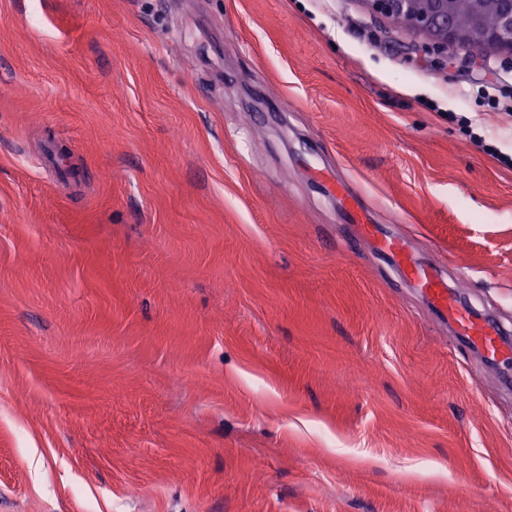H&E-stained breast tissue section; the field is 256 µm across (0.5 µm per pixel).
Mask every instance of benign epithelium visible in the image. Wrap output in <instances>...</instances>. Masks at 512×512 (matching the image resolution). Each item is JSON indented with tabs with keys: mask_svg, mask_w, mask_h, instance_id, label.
Segmentation results:
<instances>
[{
	"mask_svg": "<svg viewBox=\"0 0 512 512\" xmlns=\"http://www.w3.org/2000/svg\"><path fill=\"white\" fill-rule=\"evenodd\" d=\"M371 11L389 19L396 27L423 36L421 58L448 62V44L481 40L487 47L512 51V0H501L493 28L464 31L448 20L455 7L473 0H367Z\"/></svg>",
	"mask_w": 512,
	"mask_h": 512,
	"instance_id": "benign-epithelium-1",
	"label": "benign epithelium"
}]
</instances>
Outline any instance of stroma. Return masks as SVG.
<instances>
[{"instance_id": "35a3bbf8", "label": "stroma", "mask_w": 512, "mask_h": 512, "mask_svg": "<svg viewBox=\"0 0 512 512\" xmlns=\"http://www.w3.org/2000/svg\"><path fill=\"white\" fill-rule=\"evenodd\" d=\"M416 40L365 0H0V512H512V363L311 177L512 330V112ZM322 185L326 192L336 197L343 208L349 224H358L359 236L373 239L376 250L393 260L396 274L409 282L431 305V307L454 328L459 336L479 348L491 361L503 358L512 360V347L504 340V332L494 323L478 319L470 309L457 304L453 292L448 289L443 272L421 263L410 254L404 242L396 237L385 235L378 224H367V210L359 203V192L350 183L329 180Z\"/></svg>"}]
</instances>
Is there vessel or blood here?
<instances>
[{"label":"vessel or blood","instance_id":"obj_1","mask_svg":"<svg viewBox=\"0 0 512 512\" xmlns=\"http://www.w3.org/2000/svg\"><path fill=\"white\" fill-rule=\"evenodd\" d=\"M325 190L335 196L348 223L358 225L360 237L373 240L376 250L392 259L398 277L426 298L457 335L479 348L488 360L512 357V343L504 340L502 330L492 322L478 319L467 307L458 305L442 271L417 260L400 238L383 234L378 225L368 223L367 211L360 205L359 192L353 185L333 180Z\"/></svg>","mask_w":512,"mask_h":512}]
</instances>
